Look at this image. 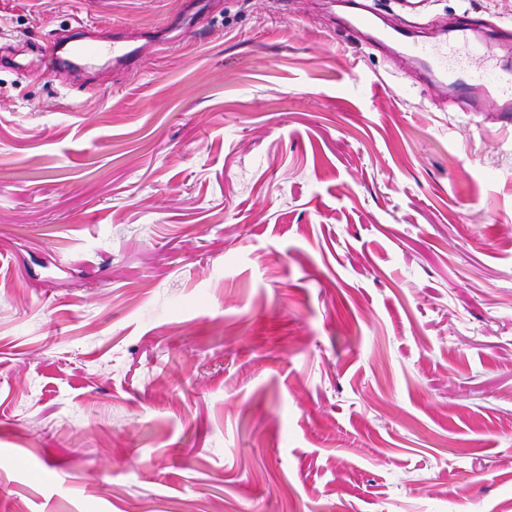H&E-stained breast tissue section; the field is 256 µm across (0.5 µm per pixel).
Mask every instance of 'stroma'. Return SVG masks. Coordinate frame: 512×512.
<instances>
[{
  "label": "stroma",
  "instance_id": "35a3bbf8",
  "mask_svg": "<svg viewBox=\"0 0 512 512\" xmlns=\"http://www.w3.org/2000/svg\"><path fill=\"white\" fill-rule=\"evenodd\" d=\"M0 0V512H512V125L341 26ZM379 27L512 29V0ZM65 47L64 40H62L58 34H54L46 42L45 47L41 48L45 56L49 58L51 70L55 74L67 68L70 63H72L71 59L61 55Z\"/></svg>",
  "mask_w": 512,
  "mask_h": 512
}]
</instances>
